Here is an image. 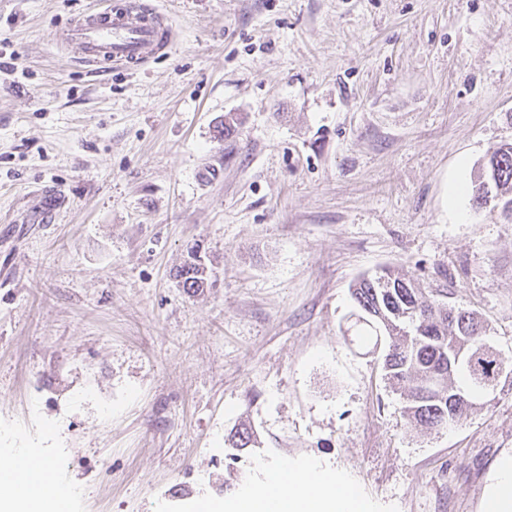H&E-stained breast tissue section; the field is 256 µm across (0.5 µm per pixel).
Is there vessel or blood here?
<instances>
[{"label":"vessel or blood","mask_w":512,"mask_h":512,"mask_svg":"<svg viewBox=\"0 0 512 512\" xmlns=\"http://www.w3.org/2000/svg\"><path fill=\"white\" fill-rule=\"evenodd\" d=\"M173 36L172 24L144 0H110L74 18L64 32L81 62L130 69L163 54Z\"/></svg>","instance_id":"1"}]
</instances>
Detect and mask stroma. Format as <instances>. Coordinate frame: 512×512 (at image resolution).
I'll use <instances>...</instances> for the list:
<instances>
[{
    "mask_svg": "<svg viewBox=\"0 0 512 512\" xmlns=\"http://www.w3.org/2000/svg\"><path fill=\"white\" fill-rule=\"evenodd\" d=\"M96 2L0 0V453L41 450L67 512H201L285 466L367 512H480L512 379L411 427L350 288L392 269L512 360V224L444 200L512 142V0H152L175 37L135 72L63 41ZM200 267L208 270L206 277L201 273ZM211 268L205 263L200 255L199 245L194 244L187 250V257L182 264L176 268L175 277L179 285L187 293H197L209 285Z\"/></svg>",
    "mask_w": 512,
    "mask_h": 512,
    "instance_id": "35a3bbf8",
    "label": "stroma"
}]
</instances>
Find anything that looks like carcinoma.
<instances>
[{
	"mask_svg": "<svg viewBox=\"0 0 512 512\" xmlns=\"http://www.w3.org/2000/svg\"><path fill=\"white\" fill-rule=\"evenodd\" d=\"M474 193L478 202L492 198L512 222V142L489 155ZM203 268L209 266L195 244L175 272L185 292L196 293L209 285ZM351 294L360 310L357 336L376 346L385 344L384 376L394 389L407 390L405 415L411 425L430 431L447 429L475 410L451 396L460 392L453 382L456 374L473 386L496 379L500 362L483 350L486 327L481 316L427 297L415 281L388 268L359 279ZM456 337L467 340L471 357L450 370L442 346Z\"/></svg>",
	"mask_w": 512,
	"mask_h": 512,
	"instance_id": "cac0c4a2",
	"label": "carcinoma"
}]
</instances>
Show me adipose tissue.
Wrapping results in <instances>:
<instances>
[{
  "label": "adipose tissue",
  "mask_w": 512,
  "mask_h": 512,
  "mask_svg": "<svg viewBox=\"0 0 512 512\" xmlns=\"http://www.w3.org/2000/svg\"><path fill=\"white\" fill-rule=\"evenodd\" d=\"M44 467V462H33L28 454L0 455V473L9 475L0 483V512H61L65 508L66 491L40 486ZM209 512H365V506L328 473L281 469L269 474L262 494L243 491L229 507L216 504Z\"/></svg>",
  "instance_id": "ef3b65f1"
}]
</instances>
